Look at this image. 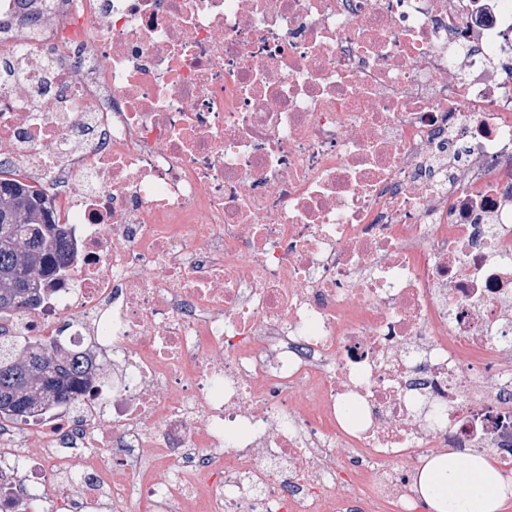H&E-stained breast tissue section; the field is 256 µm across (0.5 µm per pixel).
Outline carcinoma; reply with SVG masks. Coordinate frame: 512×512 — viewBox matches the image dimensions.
I'll return each instance as SVG.
<instances>
[{
  "mask_svg": "<svg viewBox=\"0 0 512 512\" xmlns=\"http://www.w3.org/2000/svg\"><path fill=\"white\" fill-rule=\"evenodd\" d=\"M72 258L56 205L24 179L0 177V311L40 298L42 282ZM90 389L86 360L39 342L0 338V418L28 420Z\"/></svg>",
  "mask_w": 512,
  "mask_h": 512,
  "instance_id": "cac0c4a2",
  "label": "carcinoma"
}]
</instances>
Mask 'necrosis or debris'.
<instances>
[{
  "label": "necrosis or debris",
  "instance_id": "obj_1",
  "mask_svg": "<svg viewBox=\"0 0 512 512\" xmlns=\"http://www.w3.org/2000/svg\"><path fill=\"white\" fill-rule=\"evenodd\" d=\"M0 162L75 255L0 334L93 381L0 423L7 512H408L429 449L512 466V0H0Z\"/></svg>",
  "mask_w": 512,
  "mask_h": 512
}]
</instances>
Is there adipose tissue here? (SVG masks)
<instances>
[{
	"label": "adipose tissue",
	"mask_w": 512,
	"mask_h": 512,
	"mask_svg": "<svg viewBox=\"0 0 512 512\" xmlns=\"http://www.w3.org/2000/svg\"><path fill=\"white\" fill-rule=\"evenodd\" d=\"M413 483L426 512H500L512 498V476L477 454L424 458Z\"/></svg>",
	"instance_id": "obj_1"
}]
</instances>
